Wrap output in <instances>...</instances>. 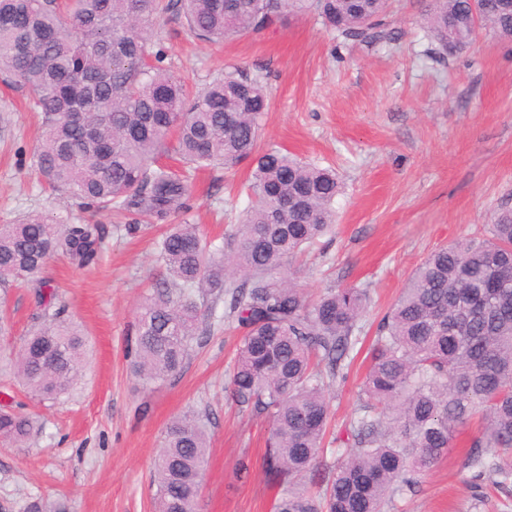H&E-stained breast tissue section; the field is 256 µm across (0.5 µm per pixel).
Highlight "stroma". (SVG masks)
I'll return each mask as SVG.
<instances>
[{"mask_svg":"<svg viewBox=\"0 0 512 512\" xmlns=\"http://www.w3.org/2000/svg\"><path fill=\"white\" fill-rule=\"evenodd\" d=\"M425 5L402 0L389 18L387 45L341 43L311 13L286 12L261 33L213 44L171 17L154 26L168 72L195 88L232 67L261 77L270 101L261 147L335 167L342 189L334 231L288 272L311 299L330 288L366 289L359 334L369 339L431 251L480 235L493 212L512 208V42L481 32L456 55L434 61L419 22ZM39 135L26 90L0 75V224L30 212H69L104 225L108 248L83 269L62 257L45 268L89 341L69 398H32L6 366L42 324L34 286L9 292L0 410L29 416L37 431L21 444L0 442V512H29L35 504L41 512H155L153 462L167 426L188 412L204 416L209 438L200 512H275L268 422L224 390L240 331L219 325L182 373L143 388L129 370L126 339L158 274L159 231L127 235L112 213L74 208L45 190L34 168ZM251 169L246 160L201 172L189 210L172 223L187 220L212 239L228 237L248 205L238 189ZM366 368L357 354L346 381L329 391L337 436L361 403ZM476 433L473 425L461 429L416 493L395 497L388 512H512V480L492 486L467 461Z\"/></svg>","mask_w":512,"mask_h":512,"instance_id":"1","label":"stroma"}]
</instances>
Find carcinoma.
I'll return each mask as SVG.
<instances>
[{
	"label": "carcinoma",
	"instance_id": "obj_1",
	"mask_svg": "<svg viewBox=\"0 0 512 512\" xmlns=\"http://www.w3.org/2000/svg\"><path fill=\"white\" fill-rule=\"evenodd\" d=\"M500 0H430L422 14L442 57L484 30L512 41V9ZM314 10L345 40L385 36L394 0H0V72L28 92L41 117L38 174L85 210L166 224L188 210L190 172L254 161L250 202L229 241L215 246L198 225L178 224L156 243L161 275L141 305L127 345L144 388L180 374L222 319L242 331L229 381L238 406L269 420L275 512H384L414 493L419 477L474 417L468 462L488 478L512 476V209L486 235L436 248L411 274L378 324L350 418L347 450L324 460L328 388L347 378L367 290L331 289L310 301L284 267L336 222L340 181L331 167L260 148L269 108L263 82L226 70L199 92L149 49L158 16L172 14L211 42L258 32L281 9ZM185 169L160 163L169 140ZM106 239L101 224L30 215L0 225V288L44 286L47 261L83 268ZM44 325L11 366L23 387L58 400L77 385L86 337L56 296L38 292ZM224 311L216 316L218 302ZM34 422L0 411V439L22 442ZM208 450L205 427L179 417L155 462L156 512H199Z\"/></svg>",
	"mask_w": 512,
	"mask_h": 512
}]
</instances>
